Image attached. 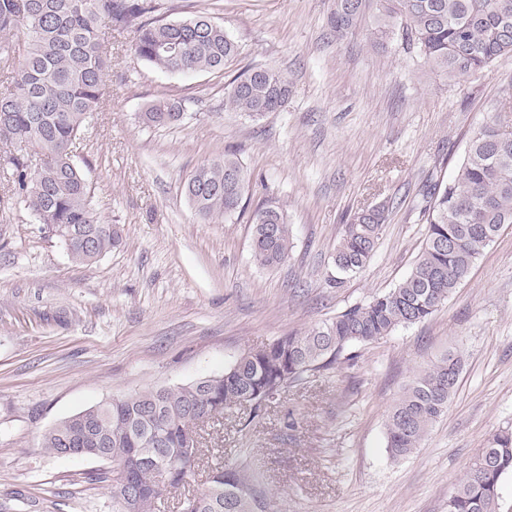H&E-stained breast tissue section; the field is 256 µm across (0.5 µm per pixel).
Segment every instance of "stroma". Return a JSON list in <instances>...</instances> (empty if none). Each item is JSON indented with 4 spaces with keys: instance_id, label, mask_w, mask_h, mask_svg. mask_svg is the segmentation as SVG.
Listing matches in <instances>:
<instances>
[{
    "instance_id": "35a3bbf8",
    "label": "stroma",
    "mask_w": 512,
    "mask_h": 512,
    "mask_svg": "<svg viewBox=\"0 0 512 512\" xmlns=\"http://www.w3.org/2000/svg\"><path fill=\"white\" fill-rule=\"evenodd\" d=\"M158 16L204 13L239 46L224 71L171 74L140 60L133 30L112 34L107 97L75 161L122 238L75 264L23 204L0 202V512H112L106 463L58 455L42 437L104 400L222 373L245 350L303 332L394 288L425 241L426 190L449 181L467 134L512 105V55L451 80L402 35L364 22L336 39L333 0H160ZM291 89L254 119L226 105L247 65ZM181 103L177 125L141 121ZM233 151L248 174L242 211L199 219L185 181ZM284 212L293 249L274 269L251 257L252 216ZM388 204L364 271L335 284L346 217ZM284 388L255 418L233 410L203 435L209 463L245 466L277 512H448L501 429L512 428V224L426 321ZM462 357L457 391L421 448L393 458L385 423L420 368Z\"/></svg>"
}]
</instances>
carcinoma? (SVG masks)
Listing matches in <instances>:
<instances>
[{
	"label": "carcinoma",
	"mask_w": 512,
	"mask_h": 512,
	"mask_svg": "<svg viewBox=\"0 0 512 512\" xmlns=\"http://www.w3.org/2000/svg\"><path fill=\"white\" fill-rule=\"evenodd\" d=\"M376 4L378 31H405L432 69L450 79L475 76L512 53V0H336L329 25L336 37L354 32ZM152 0H0V149L9 150L3 180L38 224H51L66 237L95 236L96 255L75 241L69 256L87 264L119 243L120 229L97 212L91 183L74 161V148L100 112L112 58L106 41L117 29L136 27L138 57L171 73L220 72L239 53L223 26L205 15L176 22L155 17ZM291 93L278 71L251 66L231 82L227 103L250 117L280 110ZM177 102L153 105L143 123L177 124ZM246 170L225 152L189 175L185 193L203 221L233 217L241 207ZM386 206L359 209L344 224L333 265L336 284L361 272L371 260L386 221ZM425 244L395 288L339 312L299 334L281 337L265 350L244 351L221 374L188 384L146 388L64 418L44 435L43 447L58 454L91 419L104 433L105 463L112 470L134 456L145 465L128 472L143 491L158 487L171 462L169 484H187L203 465L183 451L196 417L224 416L236 402L278 393L310 372L327 370L351 346L367 344L431 317L468 277L483 251L512 224V120L504 109L473 129L453 178L438 182L424 209ZM293 248L283 212L268 204L254 217L251 256L262 268L288 261ZM462 370L450 355L419 370L392 406L386 421L392 457L411 455L448 408ZM512 473V430L494 435L470 467L448 512H498L504 475ZM191 512H271L255 494L241 466L212 470L209 486Z\"/></svg>",
	"instance_id": "obj_1"
}]
</instances>
